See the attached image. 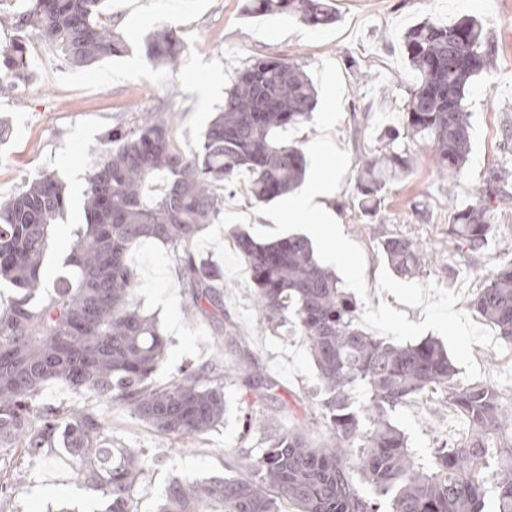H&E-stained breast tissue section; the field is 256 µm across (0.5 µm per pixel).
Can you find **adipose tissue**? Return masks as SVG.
Returning <instances> with one entry per match:
<instances>
[{
    "label": "adipose tissue",
    "mask_w": 512,
    "mask_h": 512,
    "mask_svg": "<svg viewBox=\"0 0 512 512\" xmlns=\"http://www.w3.org/2000/svg\"><path fill=\"white\" fill-rule=\"evenodd\" d=\"M332 194L333 187L324 177L312 176L298 194L289 198L281 216L289 219L300 213L308 214L313 232L326 236L331 259L336 264L347 267L351 276L357 279L361 277L362 271L357 264L351 262L348 252L342 246V234L337 225V215L328 205Z\"/></svg>",
    "instance_id": "1"
}]
</instances>
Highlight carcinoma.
I'll return each instance as SVG.
<instances>
[{"label":"carcinoma","instance_id":"carcinoma-1","mask_svg":"<svg viewBox=\"0 0 512 512\" xmlns=\"http://www.w3.org/2000/svg\"><path fill=\"white\" fill-rule=\"evenodd\" d=\"M104 4L29 0L13 21L19 38L0 51V92L26 79L32 38L55 45L74 66L122 53L124 43L101 22ZM244 11L293 14L313 27L336 21L330 0H247ZM405 46L418 77L406 132L385 130L377 138L381 146L363 155L357 197L364 214L377 212L386 186L409 171L406 142L413 137L430 146L439 173L458 177L470 147L466 93L491 63L475 17L417 23ZM143 50L151 64L175 68L184 45L163 27ZM315 105L313 84L296 64L260 56L232 79L223 111L192 156L178 148L159 115L113 130L83 192L85 224L65 257L69 275L46 294L41 268L67 206L65 187L55 173H44L0 201V281L14 290L9 310L0 314V458L16 454L33 461L60 443L101 512H136L137 489L157 459L146 448L112 447L98 412L46 403L43 387L62 382L90 392L172 438L197 437L224 420V380L236 375L251 385L248 363L233 369L190 365L156 384L166 340L155 316L136 300L127 254L143 240L166 245L186 289L187 314L240 337L234 323H224V274L195 244L206 226L219 223L224 189L241 171L250 173L246 194L257 204L301 184L306 160L288 131L307 122ZM511 148L512 128L503 142L509 161L492 172L480 197L502 194L512 179ZM494 219L485 203L455 207L448 235L478 249ZM234 245L254 283L260 318L276 329L290 322L306 339L319 370L316 405L327 437L314 444L301 429L277 430L260 456L231 464L237 474L171 478L157 512H282L285 503L297 512H484L490 494L495 512H512V440L503 437L509 419L495 387L460 379L436 340L397 344L363 331L356 303L319 262L308 238L260 242L242 233ZM381 250L400 276L429 263L424 246L403 235L385 239ZM474 306L512 345V264L485 281ZM358 393L365 399L360 406ZM422 395L448 405L467 425L464 438L436 442L426 459L413 454L391 419V412ZM25 474L18 466L11 483L0 481V501L12 497ZM365 485L374 494L365 493Z\"/></svg>","mask_w":512,"mask_h":512}]
</instances>
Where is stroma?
I'll list each match as a JSON object with an SVG mask.
<instances>
[{
	"label": "stroma",
	"instance_id": "obj_1",
	"mask_svg": "<svg viewBox=\"0 0 512 512\" xmlns=\"http://www.w3.org/2000/svg\"><path fill=\"white\" fill-rule=\"evenodd\" d=\"M243 0H107L103 21L118 33L126 50L91 65H66L56 47L38 39L29 42L31 73L10 94L0 95V117L10 120L11 134L0 142V196L18 192L47 171L66 186L69 206L52 230L43 264L45 286L63 271L73 230L83 223L86 179L100 160V148L113 128L131 127L149 112L166 115L172 134L185 154L195 152L210 120L224 105V92L235 74L254 55L277 56L298 63L313 81L317 105L309 122L290 133L308 149L321 135V118L332 114L333 138L342 158L332 199L346 247L365 276L340 283L356 302L361 327L396 343L439 340L462 378L490 383L512 414V348L495 327L472 306L484 280L512 262V205L498 210L485 244L472 250L450 242L448 205L474 203L473 190L488 178L500 159L504 126H512V0H334L337 21L313 28L298 17L272 14L251 17ZM466 15L482 21L493 62L477 77L466 97L471 115V151L456 182L437 171L429 148L413 141L412 169L384 193L379 212L360 218L353 211L360 157L375 147L389 127L403 128L405 107L414 86L404 50L405 32L417 22L442 24ZM174 28L186 46L177 68L151 65L140 46L159 27ZM278 197L263 204L243 192L225 193L224 220L203 231L196 251L224 272V316L241 329L242 339L218 336L203 320L186 317L185 290L174 273L169 249L156 241L138 243L130 264L138 277L137 300L155 315L167 340L165 362L156 383H168L188 363L219 361L228 365L251 361L254 370L277 382L280 399L256 407L261 426L243 434L240 418L252 397L241 384L226 382L224 421L192 439L158 435L117 406H106L88 394L51 383L42 390L45 402L86 406L100 411L112 445L145 448L162 464L149 471L137 492L140 512H154L169 473L199 479L229 474L236 454L257 456L268 429H288L310 422L312 441L326 437L316 425V368L302 336L293 327L272 332L255 312V288L234 246L244 230L273 240L307 234L309 217L271 223L284 205ZM399 233L421 242L433 256L424 271L397 276L379 250L386 236ZM394 423L406 434L415 453L429 455L437 440H460L466 433L452 409L434 410L427 397L399 407ZM91 495L71 475L64 448L53 449L30 466L24 484L12 499L10 512H57L64 505L88 512Z\"/></svg>",
	"mask_w": 512,
	"mask_h": 512
}]
</instances>
